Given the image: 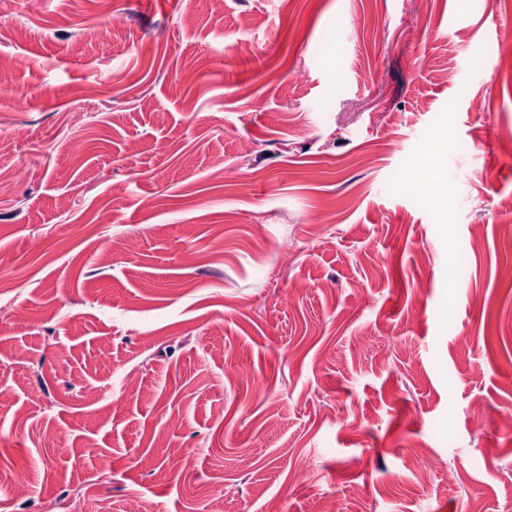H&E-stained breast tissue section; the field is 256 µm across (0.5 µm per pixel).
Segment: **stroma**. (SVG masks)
Here are the masks:
<instances>
[{"label":"stroma","instance_id":"stroma-1","mask_svg":"<svg viewBox=\"0 0 512 512\" xmlns=\"http://www.w3.org/2000/svg\"><path fill=\"white\" fill-rule=\"evenodd\" d=\"M511 29L0 0V512H512Z\"/></svg>","mask_w":512,"mask_h":512}]
</instances>
